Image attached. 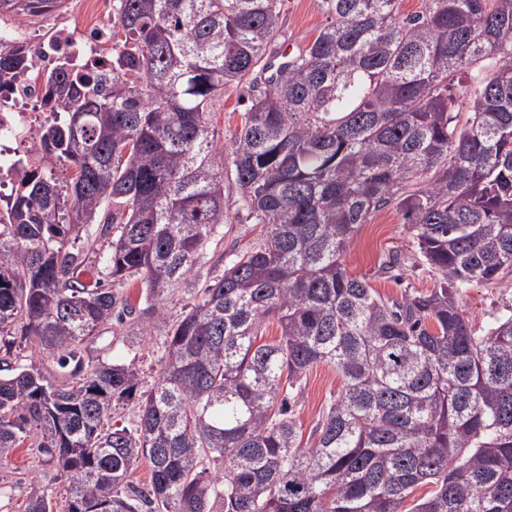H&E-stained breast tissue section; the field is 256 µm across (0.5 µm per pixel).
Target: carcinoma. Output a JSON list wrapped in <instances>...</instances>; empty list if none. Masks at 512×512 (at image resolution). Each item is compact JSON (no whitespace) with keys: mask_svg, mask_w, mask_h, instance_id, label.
<instances>
[{"mask_svg":"<svg viewBox=\"0 0 512 512\" xmlns=\"http://www.w3.org/2000/svg\"><path fill=\"white\" fill-rule=\"evenodd\" d=\"M397 2L320 0L327 25L279 54L281 0H112L108 62L76 78L58 61L61 117L36 140L75 174L29 175L0 223V345L19 335L58 366L0 360V456L26 443L68 483L62 507L39 490L25 512H512V314L477 336L457 303L512 276V0ZM28 67L0 46L4 82ZM243 82L222 145L212 114ZM231 188L267 233L200 286ZM390 204L428 293L385 299L345 268ZM133 278L141 308L119 291ZM267 319L280 338L258 345ZM114 322L161 330L149 386L89 355ZM319 363L342 387L304 448L292 403ZM250 92L247 83L233 85L224 90V101L212 117V123L220 142L229 144L241 128L243 112Z\"/></svg>","mask_w":512,"mask_h":512,"instance_id":"cac0c4a2","label":"carcinoma"}]
</instances>
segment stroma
I'll list each match as a JSON object with an SVG mask.
<instances>
[{
  "label": "stroma",
  "instance_id": "stroma-1",
  "mask_svg": "<svg viewBox=\"0 0 512 512\" xmlns=\"http://www.w3.org/2000/svg\"><path fill=\"white\" fill-rule=\"evenodd\" d=\"M103 0H69L49 16L29 18L33 29H43L46 20L81 24L103 17ZM327 23V16L319 0H283L279 18V41L282 51H294L313 41ZM250 93L248 84L233 85L224 92V101L212 117L219 141L231 142L241 128L243 112ZM227 221L208 243L206 256L198 270L199 279L222 272L233 254L247 249L259 238L262 227L248 219L238 201L237 193L224 198ZM397 256L400 281H392L378 274L380 264ZM345 266L351 275L362 277L382 296L397 298L405 290L423 293L435 286L434 277L419 266L417 249L401 211L386 207L372 214L367 224L361 225L345 254ZM458 302L470 319L477 334H485L496 316L512 311V288L473 286L462 291ZM93 357L104 363H135L146 376H156L158 366L157 342H131L122 330H103L90 344ZM342 380L335 368L328 364L313 365L302 385V394L295 409V418L302 436H309L321 418L323 410L340 389ZM46 487L56 501H63L66 484L53 477L41 458L27 447H19L0 457V512H24L31 491Z\"/></svg>",
  "mask_w": 512,
  "mask_h": 512
}]
</instances>
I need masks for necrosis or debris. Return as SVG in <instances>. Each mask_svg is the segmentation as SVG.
I'll return each mask as SVG.
<instances>
[{"label":"necrosis or debris","mask_w":512,"mask_h":512,"mask_svg":"<svg viewBox=\"0 0 512 512\" xmlns=\"http://www.w3.org/2000/svg\"><path fill=\"white\" fill-rule=\"evenodd\" d=\"M111 28L108 19L74 27L58 25L33 40L18 10L9 4L0 6V44H26L32 60L24 83L0 87V218L9 212L24 176L45 166L35 133L55 118L45 95L48 72L64 54L75 53L91 61L107 59Z\"/></svg>","instance_id":"necrosis-or-debris-1"}]
</instances>
